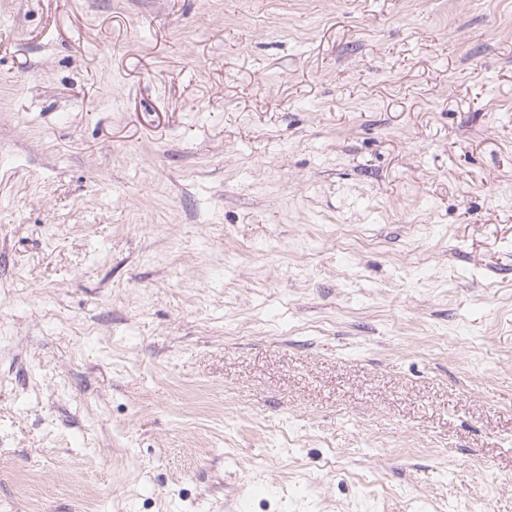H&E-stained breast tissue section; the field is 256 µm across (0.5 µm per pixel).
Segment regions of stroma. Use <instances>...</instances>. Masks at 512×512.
<instances>
[{
    "label": "stroma",
    "instance_id": "35a3bbf8",
    "mask_svg": "<svg viewBox=\"0 0 512 512\" xmlns=\"http://www.w3.org/2000/svg\"><path fill=\"white\" fill-rule=\"evenodd\" d=\"M0 512H512V0H0Z\"/></svg>",
    "mask_w": 512,
    "mask_h": 512
}]
</instances>
